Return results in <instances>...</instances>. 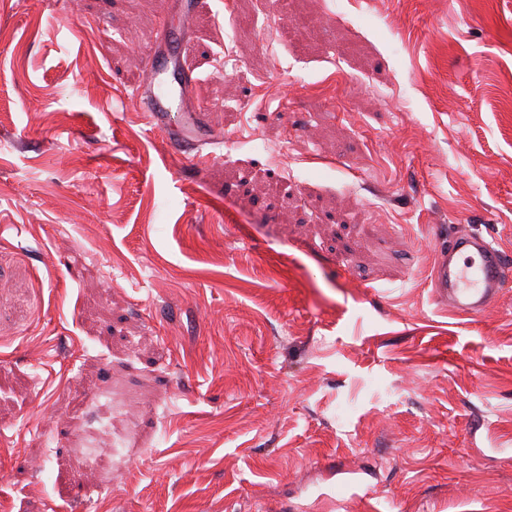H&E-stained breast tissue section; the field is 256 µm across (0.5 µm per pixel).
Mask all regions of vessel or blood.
<instances>
[{
	"mask_svg": "<svg viewBox=\"0 0 512 512\" xmlns=\"http://www.w3.org/2000/svg\"><path fill=\"white\" fill-rule=\"evenodd\" d=\"M179 36L168 24L159 25L146 75L136 91L148 125L166 132L177 149L212 140L193 111H183L180 120L172 118L174 104L185 101L190 86L189 78L178 72L173 54ZM433 286L449 308L465 315L479 314L512 288V258L495 242L458 227L438 256Z\"/></svg>",
	"mask_w": 512,
	"mask_h": 512,
	"instance_id": "obj_1",
	"label": "vessel or blood"
}]
</instances>
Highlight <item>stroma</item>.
<instances>
[{
  "label": "stroma",
  "mask_w": 512,
  "mask_h": 512,
  "mask_svg": "<svg viewBox=\"0 0 512 512\" xmlns=\"http://www.w3.org/2000/svg\"><path fill=\"white\" fill-rule=\"evenodd\" d=\"M162 7L0 0V512H512V0H196L185 152ZM181 35L167 22L158 27V34L153 51L146 66V75L136 91L141 111L144 112L148 125L169 135L176 150L190 143H214V138L202 127L201 119L191 110H182L179 123H172V111L176 101L181 105L188 94L190 79L177 70L173 54L174 43ZM170 72L169 82L165 81ZM166 85L162 89V85ZM433 287L448 308L476 315L512 288L511 262L494 241L458 227L438 256Z\"/></svg>",
  "instance_id": "stroma-1"
}]
</instances>
